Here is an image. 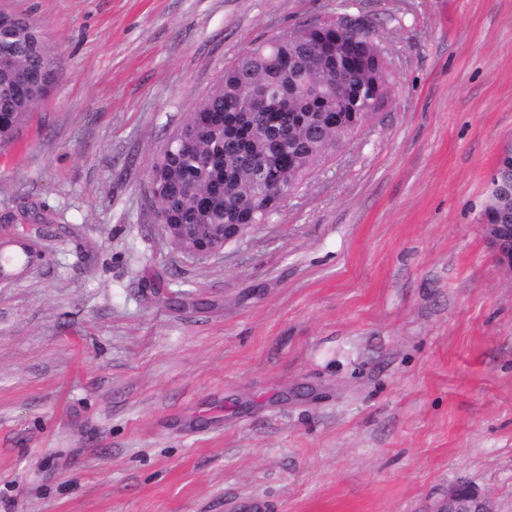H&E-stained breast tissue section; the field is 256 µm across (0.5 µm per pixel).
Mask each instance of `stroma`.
I'll use <instances>...</instances> for the list:
<instances>
[{
  "instance_id": "stroma-1",
  "label": "stroma",
  "mask_w": 512,
  "mask_h": 512,
  "mask_svg": "<svg viewBox=\"0 0 512 512\" xmlns=\"http://www.w3.org/2000/svg\"><path fill=\"white\" fill-rule=\"evenodd\" d=\"M388 105L271 221L168 243L148 173L253 43L339 0H0L55 81L0 149V512H512V0H350ZM203 298L173 310L154 288ZM505 182L512 184V156L510 163L503 161L500 156L487 187L481 214L496 261L512 277V213L508 212V219H503V211L509 205L508 199L503 202L501 196V185ZM439 512H492L485 494L468 482L459 481L448 487L445 506Z\"/></svg>"
}]
</instances>
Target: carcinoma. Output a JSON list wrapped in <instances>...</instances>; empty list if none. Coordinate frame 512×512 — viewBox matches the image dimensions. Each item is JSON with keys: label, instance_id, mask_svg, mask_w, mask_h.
<instances>
[{"label": "carcinoma", "instance_id": "cac0c4a2", "mask_svg": "<svg viewBox=\"0 0 512 512\" xmlns=\"http://www.w3.org/2000/svg\"><path fill=\"white\" fill-rule=\"evenodd\" d=\"M347 13L253 45L224 75L153 161L149 184L161 224H265L284 206L255 176L260 158L298 186L378 114L391 92L375 38L357 44ZM54 81L42 24L0 14V146L11 143ZM498 160L481 218L512 224Z\"/></svg>", "mask_w": 512, "mask_h": 512}]
</instances>
